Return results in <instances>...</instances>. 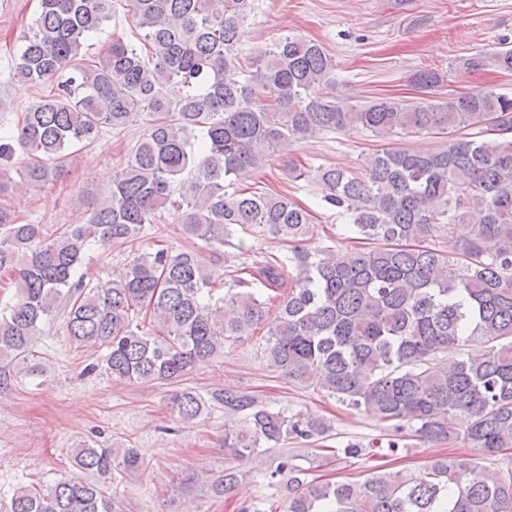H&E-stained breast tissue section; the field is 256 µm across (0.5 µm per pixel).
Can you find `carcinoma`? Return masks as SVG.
<instances>
[{
	"instance_id": "carcinoma-1",
	"label": "carcinoma",
	"mask_w": 512,
	"mask_h": 512,
	"mask_svg": "<svg viewBox=\"0 0 512 512\" xmlns=\"http://www.w3.org/2000/svg\"><path fill=\"white\" fill-rule=\"evenodd\" d=\"M40 2L16 72L53 86L16 132L0 136L1 161L19 151L30 158L15 185L41 190L72 146L145 109L152 120L84 223L46 235L0 207V272L12 288L0 305V386L41 371L31 342L62 305L72 340L106 349L88 370L129 382H180L264 323L270 365L388 424L389 450L407 432L485 457L512 448V93L478 88L431 101L445 76L421 70L417 102L338 101L335 60L313 39L280 37L239 58L255 0H124L141 47L118 38L88 63L82 50L112 18L114 0ZM454 70L512 72V48L503 39ZM314 86L328 92L312 98ZM479 126L492 137L459 135ZM359 130L448 136L427 153L379 145L359 174L288 167L294 180L322 183L348 230L375 248L314 246L309 210L281 192L241 187L284 143ZM162 212L210 258L159 248L133 257L111 283L76 276L90 242L130 243ZM251 229L288 243L289 255L224 269V245ZM439 229L446 250L430 244ZM218 285L227 286L221 296ZM172 404L185 423L214 408L244 423L224 429L219 492L257 464L268 485L286 489L284 512H512V470L467 455L438 457L422 477L382 469L360 481L317 480L296 456L266 459L262 447L326 439L328 419L286 416L231 385L205 396L185 389ZM72 459L103 481L22 483L0 497V512H127L117 489L145 469L136 449L84 445Z\"/></svg>"
}]
</instances>
